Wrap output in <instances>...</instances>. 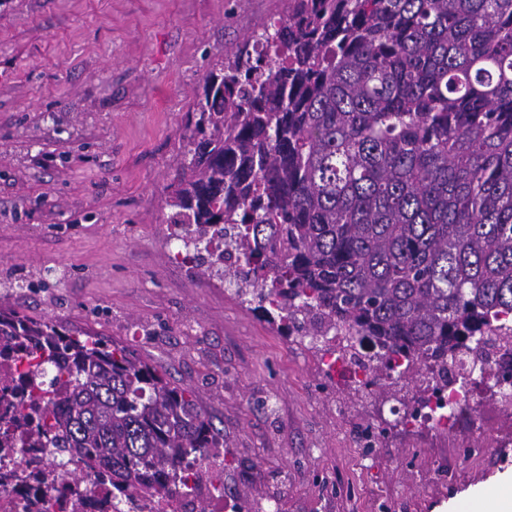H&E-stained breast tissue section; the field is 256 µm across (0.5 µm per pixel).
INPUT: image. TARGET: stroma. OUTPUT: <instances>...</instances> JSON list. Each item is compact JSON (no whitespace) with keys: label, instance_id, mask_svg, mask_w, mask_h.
I'll use <instances>...</instances> for the list:
<instances>
[{"label":"stroma","instance_id":"obj_1","mask_svg":"<svg viewBox=\"0 0 512 512\" xmlns=\"http://www.w3.org/2000/svg\"><path fill=\"white\" fill-rule=\"evenodd\" d=\"M288 0H0V306L133 347L198 394L250 512H451L512 479V418L441 440L406 392L330 379L171 256L168 187L203 79ZM378 446L366 450V431Z\"/></svg>","mask_w":512,"mask_h":512}]
</instances>
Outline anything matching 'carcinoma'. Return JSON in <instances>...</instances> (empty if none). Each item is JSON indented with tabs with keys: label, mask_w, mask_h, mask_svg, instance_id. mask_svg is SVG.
Returning a JSON list of instances; mask_svg holds the SVG:
<instances>
[{
	"label": "carcinoma",
	"mask_w": 512,
	"mask_h": 512,
	"mask_svg": "<svg viewBox=\"0 0 512 512\" xmlns=\"http://www.w3.org/2000/svg\"><path fill=\"white\" fill-rule=\"evenodd\" d=\"M189 125L168 238L283 335L341 327L380 365L512 334V0H288L207 72ZM2 352L17 444L49 449L59 485L184 493L224 447L122 343L0 308Z\"/></svg>",
	"instance_id": "1"
}]
</instances>
